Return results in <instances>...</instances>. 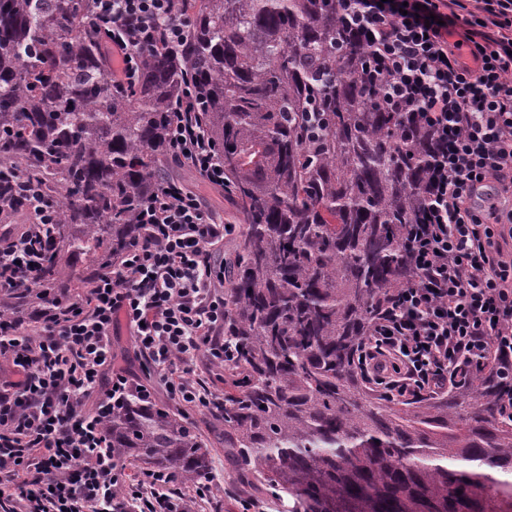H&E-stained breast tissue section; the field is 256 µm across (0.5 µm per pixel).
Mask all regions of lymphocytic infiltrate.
Masks as SVG:
<instances>
[{"label":"lymphocytic infiltrate","instance_id":"obj_1","mask_svg":"<svg viewBox=\"0 0 512 512\" xmlns=\"http://www.w3.org/2000/svg\"><path fill=\"white\" fill-rule=\"evenodd\" d=\"M176 0H90L86 25L112 54V78L134 83L138 54L174 49L191 18ZM367 43L368 68L388 103L431 134L425 205L408 231L416 280L387 299L363 342V375L404 399L448 392L464 368L493 357L512 369V211L479 207L487 184L512 193V0H336ZM199 91L188 85L169 130L171 162L224 184ZM56 212L37 185L0 194V293L40 289L45 303L0 319V512H194L166 492L170 476L131 474L113 458L102 423L128 396L151 398L116 365L112 335L127 326L146 377L169 400L218 410L222 393L190 373L199 354L233 360L224 341V261L232 232L201 195L165 181L139 211V236L85 293L52 296L44 277ZM145 377V378H146ZM107 391L93 411L86 396Z\"/></svg>","mask_w":512,"mask_h":512}]
</instances>
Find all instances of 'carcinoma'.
<instances>
[{
  "label": "carcinoma",
  "instance_id": "cac0c4a2",
  "mask_svg": "<svg viewBox=\"0 0 512 512\" xmlns=\"http://www.w3.org/2000/svg\"><path fill=\"white\" fill-rule=\"evenodd\" d=\"M88 5L0 0V181H35L57 207L56 292L79 279L65 251L90 256V283L137 235L192 81L243 221L217 413L236 480L288 495L289 512H512V375L481 363L445 396L392 400L358 367L380 304L414 275L431 147L386 105L336 0H180L187 40L140 52L133 86L109 76ZM33 297H4L0 316ZM103 434L118 462L184 486L209 470L195 428L137 397Z\"/></svg>",
  "mask_w": 512,
  "mask_h": 512
}]
</instances>
